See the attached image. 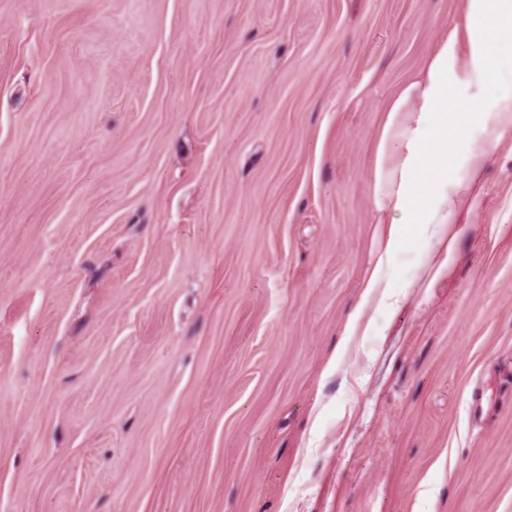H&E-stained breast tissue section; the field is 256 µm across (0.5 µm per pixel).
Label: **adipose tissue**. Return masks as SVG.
Listing matches in <instances>:
<instances>
[{
	"label": "adipose tissue",
	"instance_id": "1",
	"mask_svg": "<svg viewBox=\"0 0 512 512\" xmlns=\"http://www.w3.org/2000/svg\"><path fill=\"white\" fill-rule=\"evenodd\" d=\"M512 135V0H464L423 68L389 100L373 162L380 224H427L445 240L473 210L485 163ZM463 165L466 177L454 175Z\"/></svg>",
	"mask_w": 512,
	"mask_h": 512
}]
</instances>
